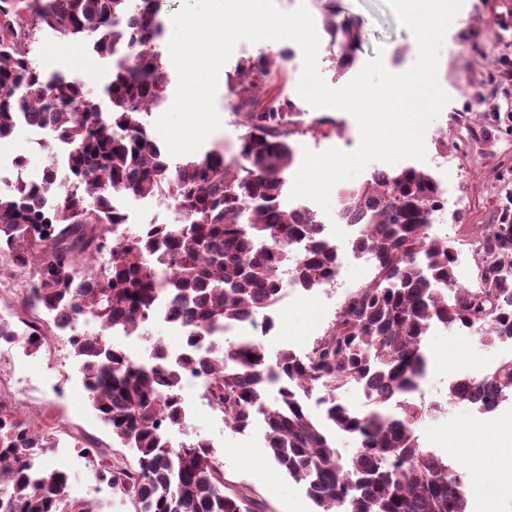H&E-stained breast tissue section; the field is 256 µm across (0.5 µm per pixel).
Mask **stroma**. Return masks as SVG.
<instances>
[{
  "mask_svg": "<svg viewBox=\"0 0 512 512\" xmlns=\"http://www.w3.org/2000/svg\"><path fill=\"white\" fill-rule=\"evenodd\" d=\"M280 11L289 13L306 7L316 28H323L329 7L341 16L361 20V44L355 60L344 75H337L332 49L320 45L319 71L328 86L346 85L373 57H381L393 73L410 69L417 61L413 33L399 24L383 0H275ZM458 25L449 27L439 54L437 79L449 101L445 110L429 125L432 140L426 141V158L420 166L437 172L442 155H450L448 191L467 196L469 224H493L497 221V191L500 186L499 162L512 163V138L497 129L499 116L512 113V0H463ZM383 53H376V46ZM291 49L285 63L286 74L280 81L281 95L295 102L308 117L319 116V109L298 98L302 73L300 47L288 41L275 44L266 40L238 43L218 76L216 106L222 126L214 146L225 156L237 154L243 132L233 108L235 97L228 83L237 62L260 50ZM31 57L45 75L61 74L84 83L94 96H102L110 77V65L91 46L68 41L49 30L38 32L31 43ZM483 92L480 111L490 141L468 138L466 131L448 129L451 112L472 108L470 95ZM60 146L32 141L24 128H17L9 140L0 142V162L10 163L24 157L26 179L40 181L50 160H62ZM367 274L360 262L347 265L340 274L341 287L314 290L280 301L276 307V327L265 339L268 354L290 349L304 354L335 321L347 291L359 287ZM424 350L430 359L426 380L415 400L426 408L416 427L421 448L444 458H455L465 471L467 488H479V497L468 500V512H512V402L485 416L466 404L447 401L449 379L462 373L483 375L502 361L512 359V343L482 345L477 338L437 327L425 338ZM182 392L191 405L189 433L208 440L217 452L224 475L233 485L247 484L260 512H314V506L302 485L297 484L272 460L266 447L261 423L242 433L224 425V416L207 405L200 392L183 383ZM19 412L27 425L38 432L54 435L55 446L41 457L43 464L64 467L71 487L81 498L95 495L94 470L99 466L134 465L132 451L112 437V431L91 408L88 401L70 406L67 399L44 389L36 403H20ZM94 447L86 458L82 447ZM470 447L471 455H461V447Z\"/></svg>",
  "mask_w": 512,
  "mask_h": 512,
  "instance_id": "stroma-1",
  "label": "stroma"
}]
</instances>
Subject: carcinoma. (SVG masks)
<instances>
[{
    "label": "carcinoma",
    "mask_w": 512,
    "mask_h": 512,
    "mask_svg": "<svg viewBox=\"0 0 512 512\" xmlns=\"http://www.w3.org/2000/svg\"><path fill=\"white\" fill-rule=\"evenodd\" d=\"M162 0H0V139L27 122L67 148L64 176L49 164L37 182L0 193V254L35 265L26 303L56 329L85 316L99 325L69 338L90 406L132 449L136 466L96 471V480L129 500L134 512H257L248 488L226 483L205 439L170 446L166 431L182 425L187 374L202 373L208 404L236 432L261 417L269 454L303 485L315 512H467L459 464L421 448L415 432L424 408L413 400L426 379L424 339L432 326L469 330L480 342L512 341V166L501 187L495 224L467 225L473 285L455 276V249L432 239L436 182L406 166L373 172L343 187L339 206L362 220L352 248L375 257L371 280L350 292L335 322L311 349L268 356L264 338L275 325L280 268L288 252L296 282L319 289L336 268V243L309 214L281 205L283 174L295 139L336 134V120L312 121L265 86L279 78L283 53L238 62L232 93L244 113L238 153L213 148L174 167L164 159L146 117L165 102L167 75L158 41ZM89 42L113 58L104 113L79 81L43 74L29 58L39 29ZM336 65L356 49L352 25L326 19ZM53 204L41 198L51 186ZM154 198L175 211L172 224L132 232L112 198ZM108 258L80 272L76 256ZM165 302L188 324L187 347L173 358L149 335L153 310ZM148 337L153 365L134 366L106 337L116 328ZM357 384L368 399L359 411L339 391ZM316 391L321 415L308 402ZM276 399L269 401L270 393ZM484 399L496 410L512 398V360L483 377L448 380V400ZM357 442L345 460L333 435ZM54 445L0 420V483L10 491L0 512H90L70 500V476L35 459Z\"/></svg>",
    "instance_id": "obj_1"
}]
</instances>
